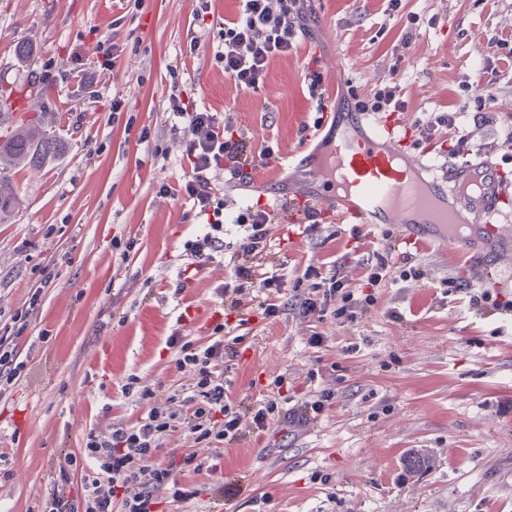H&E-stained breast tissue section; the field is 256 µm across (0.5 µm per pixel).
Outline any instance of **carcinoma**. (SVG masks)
I'll use <instances>...</instances> for the list:
<instances>
[{
    "mask_svg": "<svg viewBox=\"0 0 512 512\" xmlns=\"http://www.w3.org/2000/svg\"><path fill=\"white\" fill-rule=\"evenodd\" d=\"M62 149V143L41 121H26L14 129H0V222L18 206L13 174L24 167L39 170Z\"/></svg>",
    "mask_w": 512,
    "mask_h": 512,
    "instance_id": "carcinoma-1",
    "label": "carcinoma"
}]
</instances>
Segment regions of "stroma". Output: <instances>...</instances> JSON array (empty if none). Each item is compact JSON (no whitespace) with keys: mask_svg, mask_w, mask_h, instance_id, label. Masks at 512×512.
<instances>
[{"mask_svg":"<svg viewBox=\"0 0 512 512\" xmlns=\"http://www.w3.org/2000/svg\"><path fill=\"white\" fill-rule=\"evenodd\" d=\"M316 22L296 52L273 58L257 89L225 76L216 57L224 20L239 0H212L214 22L199 30L194 0H0V111L10 123L44 118L65 149L38 171L22 169L13 183L14 218L0 224V318L22 307L49 263L56 280L20 347L26 377L0 397V450L10 480L0 483V512H43L57 458L78 451L84 432L132 407L120 387L129 375L168 392L187 383L175 370L166 340L176 324L206 343L224 312L216 287L230 275L223 257L193 270L175 295L184 245L202 232L181 200L159 196L186 169L182 143L166 107L171 82L186 101L230 114L253 147L270 146L266 165L245 184L224 188V251L243 253L234 220L263 202L272 179L298 186L304 167L289 152L313 151L315 124L346 112L349 89L373 94L398 72L409 122L446 107L478 110L481 75L500 122L512 124V0H403L390 16L387 0H310ZM420 17L404 60L395 50L406 14ZM499 35L500 44L488 42ZM31 46L17 56L19 41ZM113 41L117 66L98 78L96 93L73 71ZM344 78L336 80L335 65ZM318 67L328 98L310 99L305 75ZM51 69V87L35 76ZM120 96V118L110 103ZM146 142H139L142 130ZM399 241L418 281L378 288L377 302L356 322L299 315L293 291L286 311L262 318L257 301L231 319L225 341H237L226 379L233 402L250 403L276 377L288 382L291 407L328 390L334 397L302 429L281 424L263 442L225 445L211 472L190 475L199 498L163 504V512H512V315L470 307L449 279L483 284L512 300L501 283L512 258L479 262L435 244H405L398 226L384 229L334 220L304 233L279 214L267 271L287 283L308 266L339 260L348 290L365 284L359 263L380 233ZM321 336L310 346V336ZM422 453L430 467L413 473L407 459Z\"/></svg>","mask_w":512,"mask_h":512,"instance_id":"1","label":"stroma"}]
</instances>
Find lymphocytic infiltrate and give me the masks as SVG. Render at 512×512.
Instances as JSON below:
<instances>
[{"label":"lymphocytic infiltrate","mask_w":512,"mask_h":512,"mask_svg":"<svg viewBox=\"0 0 512 512\" xmlns=\"http://www.w3.org/2000/svg\"><path fill=\"white\" fill-rule=\"evenodd\" d=\"M240 4L238 18L224 24V48L217 58L238 88L255 89L263 83L273 58L296 50L309 36L305 0H240ZM168 110L180 122L178 131L189 172L177 184L161 183L158 193L183 199L205 224V231L185 246L187 256L201 265L213 261L224 248V199L218 183L237 182L246 168L270 159L271 150H253L245 138L234 136L231 117L188 106L179 89L169 93ZM459 118L456 112L432 113L417 126L419 143H431L444 128L449 156L465 157L480 150V143L474 142L472 132ZM274 222L273 212L260 206L243 209L235 219L252 251L260 253L270 245ZM224 264L230 268L231 278L216 293L225 305L240 309L251 291L259 288L267 293L262 302L265 317H280L284 311L280 300L283 277L263 272L261 265L245 264L235 255ZM38 271L41 287L30 290L23 308L0 326V396L28 372L20 340L41 309L43 286L54 278L47 266H39ZM303 279L307 286L297 295L302 316L322 319L330 315L339 323H352L375 304L373 297L360 300L344 292L339 266L307 268ZM338 295L343 305L331 307V299ZM168 344L175 351L176 371L189 374V382L161 396L140 385L136 376H129L122 392L134 404L145 405V412L90 428L80 454H61L45 512H160L158 493L162 490L175 502L195 499L197 488L183 483L180 476L206 468V450L223 447L248 432L263 439L279 422L275 393L244 406L230 401L224 387V360L233 356L234 349L223 337H212L202 345L177 329ZM177 432L191 444V451L159 460V449Z\"/></svg>","instance_id":"f902f5d3"}]
</instances>
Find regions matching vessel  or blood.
<instances>
[{
    "instance_id": "vessel-or-blood-1",
    "label": "vessel or blood",
    "mask_w": 512,
    "mask_h": 512,
    "mask_svg": "<svg viewBox=\"0 0 512 512\" xmlns=\"http://www.w3.org/2000/svg\"><path fill=\"white\" fill-rule=\"evenodd\" d=\"M411 132L399 120L350 113L327 163L313 166L312 184L286 195L289 217L332 210L343 221L396 224L409 241L446 244L480 261L511 252L512 180L481 155L435 166L408 151Z\"/></svg>"
}]
</instances>
